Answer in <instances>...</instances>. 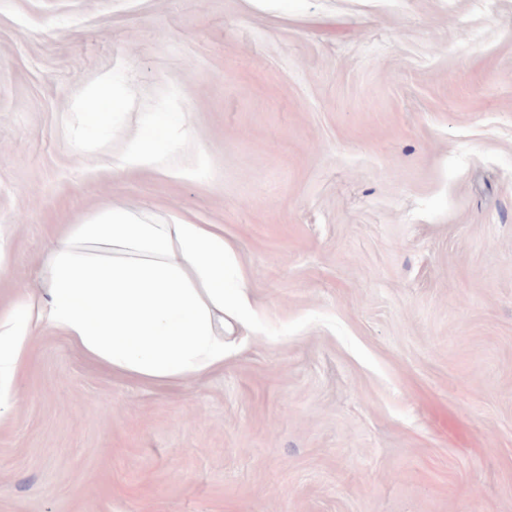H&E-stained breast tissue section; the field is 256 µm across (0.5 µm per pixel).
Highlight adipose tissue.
Returning a JSON list of instances; mask_svg holds the SVG:
<instances>
[{
	"label": "adipose tissue",
	"instance_id": "obj_1",
	"mask_svg": "<svg viewBox=\"0 0 512 512\" xmlns=\"http://www.w3.org/2000/svg\"><path fill=\"white\" fill-rule=\"evenodd\" d=\"M174 140L137 132L123 158L148 166ZM47 295L23 294L0 314V399L27 342L59 329L90 358L131 377L181 381L222 367L249 330L252 302L235 251L211 224L158 223L118 208L70 225L45 262Z\"/></svg>",
	"mask_w": 512,
	"mask_h": 512
}]
</instances>
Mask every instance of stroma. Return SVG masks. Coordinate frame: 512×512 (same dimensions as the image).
I'll return each mask as SVG.
<instances>
[{"mask_svg": "<svg viewBox=\"0 0 512 512\" xmlns=\"http://www.w3.org/2000/svg\"><path fill=\"white\" fill-rule=\"evenodd\" d=\"M111 208L223 228L253 329L170 385L35 329L0 512H512V0H0V310ZM165 150L175 146L169 136L161 135L158 129L138 131L128 144L121 168H143L148 166L159 147Z\"/></svg>", "mask_w": 512, "mask_h": 512, "instance_id": "obj_1", "label": "stroma"}]
</instances>
